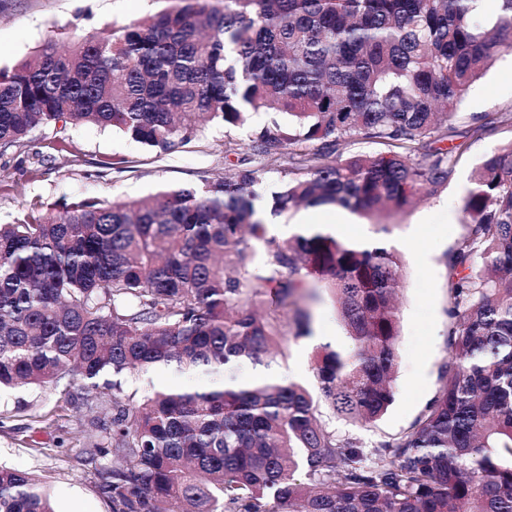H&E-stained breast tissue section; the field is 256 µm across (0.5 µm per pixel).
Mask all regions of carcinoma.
Segmentation results:
<instances>
[{"label": "carcinoma", "instance_id": "obj_1", "mask_svg": "<svg viewBox=\"0 0 512 512\" xmlns=\"http://www.w3.org/2000/svg\"><path fill=\"white\" fill-rule=\"evenodd\" d=\"M88 32L62 50L0 68V145L36 127L92 123L160 152L196 121L271 120L251 149L288 155L278 215L334 205L372 220L405 212L448 182L461 146L444 148L463 94L512 46V0H178ZM359 138L384 146L344 157ZM264 168L131 202L31 204L0 224V389L58 385L73 374L105 441L109 512H512V143L485 157L462 206L467 231L445 254L451 357L410 428L367 452L323 426L326 406L374 422L394 401L400 256L321 230L268 236L249 188ZM264 245L255 264L254 243ZM330 293L354 348L313 355L317 389L270 369L292 315ZM168 369L201 387L126 392ZM305 472L307 481L295 478ZM0 512H56L28 473L0 465Z\"/></svg>", "mask_w": 512, "mask_h": 512}]
</instances>
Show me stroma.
Returning a JSON list of instances; mask_svg holds the SVG:
<instances>
[{
  "label": "stroma",
  "instance_id": "stroma-1",
  "mask_svg": "<svg viewBox=\"0 0 512 512\" xmlns=\"http://www.w3.org/2000/svg\"><path fill=\"white\" fill-rule=\"evenodd\" d=\"M172 0H0V68L33 55L51 35L65 37L155 14ZM512 52L498 54L482 79L462 98L453 120L456 134L445 146L462 144L453 174L435 195L392 216L390 240L401 257V333L395 400L385 416L363 426L324 415L340 435L356 438L364 449L407 429L440 387L447 346L450 289L444 255L465 233L462 204L472 187V169L484 156L512 143ZM486 117L473 134L470 117ZM268 121L253 114L241 128L207 124L168 154H157L123 134L83 123L59 131L34 129L17 146L0 151V223L12 221L31 203L63 204L80 198L134 201L163 187L197 186L233 173L240 158L251 156L249 142ZM66 151H56L58 140ZM312 334L286 337L283 357L272 371L283 380L313 383L312 358L320 337L330 333L332 348L353 343L336 319L329 293L311 302ZM82 380L59 386L22 388L0 397V462L34 474L50 492L57 512H109L94 466L84 450L99 433L83 399Z\"/></svg>",
  "mask_w": 512,
  "mask_h": 512
}]
</instances>
